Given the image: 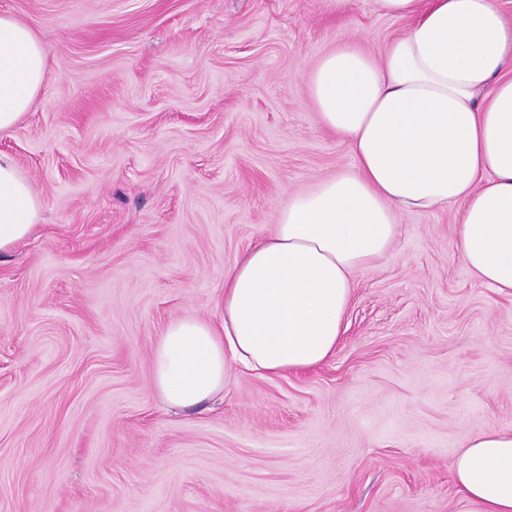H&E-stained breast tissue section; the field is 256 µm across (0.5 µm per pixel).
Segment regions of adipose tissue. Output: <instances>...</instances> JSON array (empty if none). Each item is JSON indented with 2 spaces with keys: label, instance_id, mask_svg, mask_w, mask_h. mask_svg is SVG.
<instances>
[{
  "label": "adipose tissue",
  "instance_id": "1",
  "mask_svg": "<svg viewBox=\"0 0 512 512\" xmlns=\"http://www.w3.org/2000/svg\"><path fill=\"white\" fill-rule=\"evenodd\" d=\"M408 20L380 56L341 42L308 78L322 125L353 162L292 195L272 231L224 273V324L171 319L152 351L153 385L169 406H200L236 367L300 373L330 357L355 276L385 256L397 218L458 206L466 268L512 295V16L497 0H371ZM45 42L0 14V131L33 105ZM42 201L0 154V252L27 238ZM467 512H512V429L468 439L455 463Z\"/></svg>",
  "mask_w": 512,
  "mask_h": 512
}]
</instances>
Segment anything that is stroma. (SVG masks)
<instances>
[{"instance_id": "35a3bbf8", "label": "stroma", "mask_w": 512, "mask_h": 512, "mask_svg": "<svg viewBox=\"0 0 512 512\" xmlns=\"http://www.w3.org/2000/svg\"><path fill=\"white\" fill-rule=\"evenodd\" d=\"M46 43L0 132L43 201L0 253V512H463L466 440L512 428V296L460 260L456 206L399 218L333 354L237 370L190 411L154 390L175 317L224 322V272L291 194L352 162L307 77L409 22L352 0H0Z\"/></svg>"}]
</instances>
